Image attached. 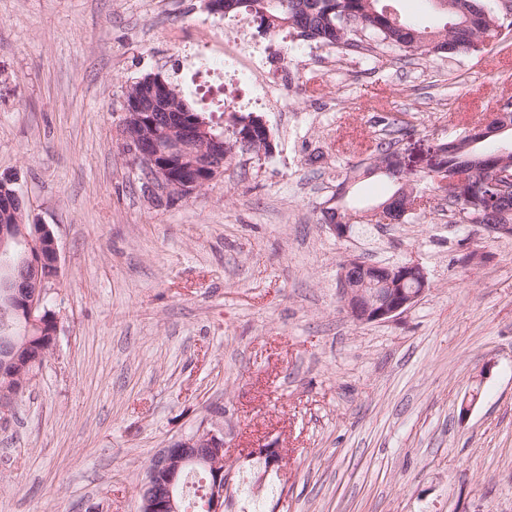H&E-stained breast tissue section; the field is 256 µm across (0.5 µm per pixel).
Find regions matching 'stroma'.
Listing matches in <instances>:
<instances>
[{"label": "stroma", "mask_w": 512, "mask_h": 512, "mask_svg": "<svg viewBox=\"0 0 512 512\" xmlns=\"http://www.w3.org/2000/svg\"><path fill=\"white\" fill-rule=\"evenodd\" d=\"M201 0H0V176L49 225L56 344L0 426V512H137L159 448L224 430L248 512H512V236L418 218L319 221L342 174L396 139L411 177L512 97V47L341 56L246 35L303 91L255 108L272 155L188 199L153 194L119 136L127 86L180 69ZM473 253L463 262L465 253ZM414 263L429 288L355 323L339 265ZM286 463L267 473L252 448Z\"/></svg>", "instance_id": "35a3bbf8"}]
</instances>
